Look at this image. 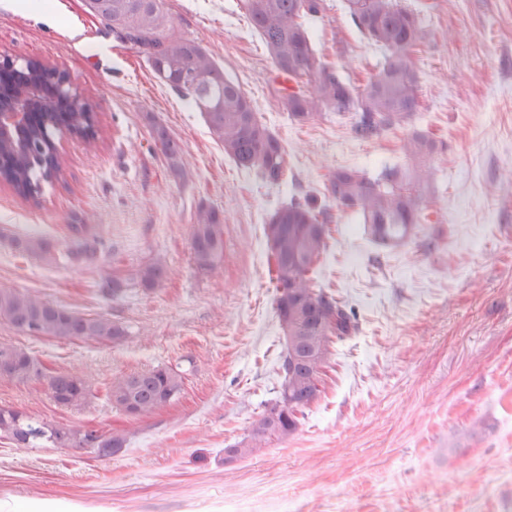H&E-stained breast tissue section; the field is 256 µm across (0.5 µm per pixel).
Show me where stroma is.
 Returning <instances> with one entry per match:
<instances>
[{
    "mask_svg": "<svg viewBox=\"0 0 512 512\" xmlns=\"http://www.w3.org/2000/svg\"><path fill=\"white\" fill-rule=\"evenodd\" d=\"M423 21L415 54L422 110L414 121L445 145L429 223L401 246L373 243L351 215L330 226L318 276L356 314L358 332L332 345L317 398L297 431L258 456L228 458L279 388L283 332L274 309L264 227L292 196L326 204L330 172L377 174L400 162L404 130L354 137L347 121L301 125L269 94L272 61L237 0H166L180 33L240 84L288 153L277 186L237 167L202 113L121 42L85 0H0V55L66 71L96 107L100 141L62 137L61 179L39 200L0 184V290H15L128 332L118 345L36 338L0 321V345L25 349L94 396L58 405L45 381H0V406L58 427L123 433L127 448L96 458L0 439V512H512V0H399ZM310 22L321 60L362 86L384 51L352 23L346 0ZM182 149L175 182L153 124ZM224 214L218 272L196 269L199 205ZM80 234L106 250L93 266L19 254L18 236L66 250ZM155 290L137 283L155 257ZM127 281L101 297L105 275ZM182 371L180 397L152 416L113 407L114 377ZM167 273L166 266L162 260L157 259L146 264L139 271V284L144 291H152L165 278Z\"/></svg>",
    "mask_w": 512,
    "mask_h": 512,
    "instance_id": "1",
    "label": "stroma"
}]
</instances>
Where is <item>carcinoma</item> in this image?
<instances>
[{"mask_svg":"<svg viewBox=\"0 0 512 512\" xmlns=\"http://www.w3.org/2000/svg\"><path fill=\"white\" fill-rule=\"evenodd\" d=\"M260 33L274 69L288 77L291 86L270 88V94L300 124H312L330 114L350 121L360 139L406 129L402 150L405 164L384 167L370 176L359 168H338L326 184L333 206H318L308 197L292 198L270 216L265 236L273 261L276 314L288 328V343L279 357L278 396L265 404L252 423L248 438L232 449L247 457L274 440L293 435L319 392L321 374L333 340L353 336L358 326L347 305L327 293L314 270L327 249V225L333 212L357 216L372 239L383 247H398L427 221V193L434 174L435 155L443 146L413 126L421 107L420 75L414 50L425 39L417 15L395 0H347L356 28L385 51L383 62L361 88L344 82L317 57L307 20L326 9L324 0H238ZM88 11L101 18L112 33L147 56L154 73L203 113L210 133L224 154L238 167L254 171L267 185L284 181L287 153L280 140L257 117L251 99L224 76L198 42L177 32L165 0H86ZM56 69L37 59L22 68L0 72V112L28 100L26 123L9 135H0V180L25 198H37L42 182L61 176L63 161L56 136L64 133L92 146L97 141L95 107L59 88ZM155 142L166 157L169 175L176 182L188 172L181 149L158 123L152 125ZM14 248L45 263L57 261L55 245L40 236L12 240ZM191 248L196 268L214 272L224 254V215L200 205L192 227ZM76 265L99 259L97 242L77 241L66 252ZM166 266L157 259L139 271V284L152 291L165 278ZM127 283L116 276L102 277L99 293L117 300ZM0 320L33 337L81 339L121 344L126 328L104 316L85 317L17 291H0ZM11 358L1 380L27 383L36 376L47 380L52 399L69 408H82L93 397L89 383L77 375H48L27 351L0 345V358ZM183 375L170 367L120 377L112 382L109 399L125 412L149 416L181 393ZM0 438L27 448L37 440L58 448L92 450L110 457L126 447L122 433L105 436L90 426L59 428L10 408L0 407Z\"/></svg>","mask_w":512,"mask_h":512,"instance_id":"1","label":"carcinoma"}]
</instances>
